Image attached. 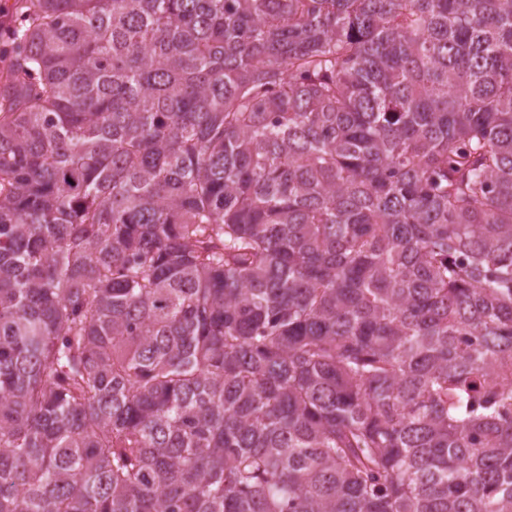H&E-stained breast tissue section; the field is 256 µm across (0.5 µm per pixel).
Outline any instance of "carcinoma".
I'll return each instance as SVG.
<instances>
[{
  "instance_id": "1",
  "label": "carcinoma",
  "mask_w": 512,
  "mask_h": 512,
  "mask_svg": "<svg viewBox=\"0 0 512 512\" xmlns=\"http://www.w3.org/2000/svg\"><path fill=\"white\" fill-rule=\"evenodd\" d=\"M512 0H14L0 512H512Z\"/></svg>"
}]
</instances>
